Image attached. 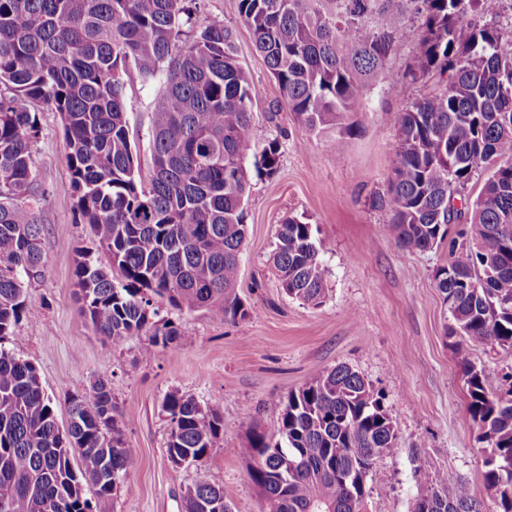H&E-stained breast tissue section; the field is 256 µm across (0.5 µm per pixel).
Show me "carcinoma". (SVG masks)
I'll return each instance as SVG.
<instances>
[{
    "instance_id": "cac0c4a2",
    "label": "carcinoma",
    "mask_w": 512,
    "mask_h": 512,
    "mask_svg": "<svg viewBox=\"0 0 512 512\" xmlns=\"http://www.w3.org/2000/svg\"><path fill=\"white\" fill-rule=\"evenodd\" d=\"M499 0H238L257 52L290 111L311 132L365 110L363 90L381 83L409 49L442 88L398 113L396 165L379 205L398 243H448L435 281L451 322L447 336L465 369L466 419L487 444L484 482L496 512H512V387L495 391L470 358L476 339L512 348V37L498 27ZM197 0H0V341L27 314L26 290L44 275L41 227L21 203L35 195L38 107L59 114L76 223L108 254L76 262L83 310L116 345L152 329L142 353L178 336L149 323L152 297L204 308L224 321L248 311L235 292L247 236V161L255 153V88L238 61L233 28L196 27ZM489 21L479 26L470 16ZM134 67L159 85L153 103L152 176L144 186L125 118L123 75ZM278 170L279 143L258 160ZM490 170L474 200L464 192ZM272 255L286 296L319 306L326 269L312 225H279ZM168 457L205 465L221 414L177 391L162 404ZM248 475L265 512H365L367 477L398 450L376 391L350 366L313 375L288 395L273 431L249 433ZM79 455L73 465L71 456ZM108 379L91 399L73 396L61 430L37 368L0 345V512H109L135 467ZM183 512H233L224 489L185 488ZM412 512H482L468 485L441 472Z\"/></svg>"
}]
</instances>
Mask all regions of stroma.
Returning <instances> with one entry per match:
<instances>
[{"label":"stroma","mask_w":512,"mask_h":512,"mask_svg":"<svg viewBox=\"0 0 512 512\" xmlns=\"http://www.w3.org/2000/svg\"><path fill=\"white\" fill-rule=\"evenodd\" d=\"M237 3L203 0L199 19L234 28L238 59L256 90L259 140L279 143L275 175L249 170L248 236L237 285L249 317L224 322L206 310H178L154 298L158 319L172 321L180 335L149 358L142 354L145 336L114 347L96 333L76 297L74 268L82 252L104 265L109 259L89 226L75 221L60 117L45 109L38 114L33 155L44 276L27 290L31 314L1 343L37 367L62 424L68 398L90 396L93 383L108 378L123 440L137 458L110 512H182L184 489L200 481L223 487L234 512H264L248 477L249 428L273 429L290 392L340 364L384 395L398 436V453L378 459L369 474V512H412L441 471L461 477L482 512H495L483 478L484 445L465 418L464 370L446 334L449 313L434 279L448 249L401 247L386 211L374 205L395 166L396 116L436 88L434 73L407 80L412 53L394 57L382 83L365 91L367 109L356 115L353 134L327 151L323 135L306 130L283 101ZM124 81L131 143L146 180L158 87L133 68ZM291 215L312 225L327 268V294L318 307L288 298L270 270L277 227ZM469 347L472 362L495 386H512V350L478 340ZM171 391L223 416L211 461L177 473L167 452L171 424L162 410Z\"/></svg>","instance_id":"stroma-1"}]
</instances>
